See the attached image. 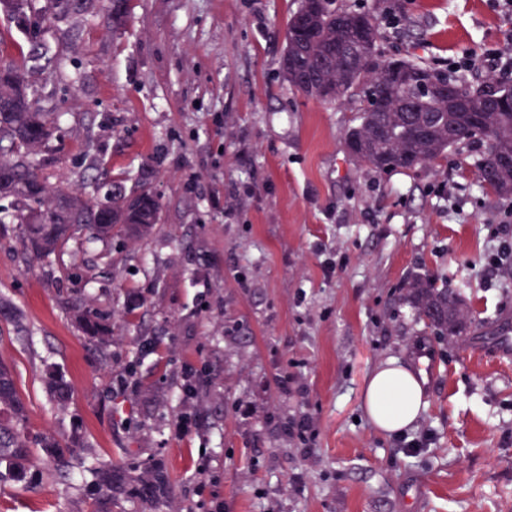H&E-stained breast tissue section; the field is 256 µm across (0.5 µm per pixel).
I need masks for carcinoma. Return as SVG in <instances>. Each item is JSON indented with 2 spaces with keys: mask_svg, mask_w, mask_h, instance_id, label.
Wrapping results in <instances>:
<instances>
[{
  "mask_svg": "<svg viewBox=\"0 0 512 512\" xmlns=\"http://www.w3.org/2000/svg\"><path fill=\"white\" fill-rule=\"evenodd\" d=\"M34 2L0 0L4 13L28 12L35 18L33 24L19 27L26 38L27 53L19 60L0 58V201H9L7 206L0 204V223L22 225L36 253L44 255L70 241H105L117 228L132 236H144L160 220V207L150 189L143 187L128 194L121 183L110 182L112 223L103 224L96 203L53 189L42 175L61 135L53 113L39 106L31 72L42 68L41 62H50L51 50L41 38L42 24L60 18L48 0L38 13ZM326 2L327 6L317 9L309 0H301L300 8L288 20L282 58L296 64L309 86L295 81L288 68L282 72L292 88L308 96L316 97L321 90L330 93L332 101L362 95L364 106L350 128L360 143L353 157L379 171L408 169L410 165L404 162L407 157L424 164L446 156L448 149L463 141L482 142L479 181L497 193L512 194V165L503 161L512 152V112L490 105L492 95L511 96L512 85L499 84L491 76L489 88L471 91L470 98L482 107L479 121L486 132L484 137L469 132L463 116L416 90L390 97L385 109L378 110L372 106L371 96L389 84L390 62L378 49L380 23L368 11L339 10L334 7L335 0ZM104 10L112 31L118 32L127 24L130 0H111L104 4ZM358 15L374 21L372 38L359 53L332 55L331 47L346 35L349 23ZM408 101L417 102L420 111H405ZM408 291L420 314L450 342L474 322L458 292L446 283L439 286L432 279L416 278L408 283ZM78 318L90 338L108 333L93 308H84ZM47 391L56 405L68 404L70 391L63 379L50 378ZM26 413L14 372L0 363V480L6 477L22 487L31 482V470L39 464L51 463L62 473L80 451L75 438L65 443L49 436L32 441L24 427ZM91 472L94 491L105 506L127 495L128 488L139 481L131 471L112 463L95 465ZM145 490L151 503L166 499L170 493L167 478L158 472L146 480Z\"/></svg>",
  "mask_w": 512,
  "mask_h": 512,
  "instance_id": "obj_1",
  "label": "carcinoma"
}]
</instances>
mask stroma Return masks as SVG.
Wrapping results in <instances>:
<instances>
[{"label":"stroma","instance_id":"obj_1","mask_svg":"<svg viewBox=\"0 0 512 512\" xmlns=\"http://www.w3.org/2000/svg\"><path fill=\"white\" fill-rule=\"evenodd\" d=\"M300 0H131L123 33L100 12L47 23L64 45L36 75L64 150L52 183L91 198L84 158L126 191L148 187V237L34 256L0 224V362L28 403L34 436H79L86 463L173 487L159 508L112 512H512V279L490 270L512 239V195L481 187L475 146L378 172L350 154L357 100L289 87L280 61ZM377 19L388 56L443 67L512 56L505 0H336ZM417 275L448 282L476 320L456 342L407 299ZM92 305L111 342L75 320ZM421 371L425 408L400 436L364 410L378 365ZM56 373L66 410L48 401ZM192 382L196 393L186 397ZM189 425H182V418ZM308 421L309 444L288 435ZM0 512H98L83 466H40L29 488L0 485Z\"/></svg>","mask_w":512,"mask_h":512}]
</instances>
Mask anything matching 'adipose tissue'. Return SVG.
I'll use <instances>...</instances> for the list:
<instances>
[{"label":"adipose tissue","instance_id":"ef3b65f1","mask_svg":"<svg viewBox=\"0 0 512 512\" xmlns=\"http://www.w3.org/2000/svg\"><path fill=\"white\" fill-rule=\"evenodd\" d=\"M364 404L377 430L399 435L418 418L423 406V389L414 373L386 364L367 377Z\"/></svg>","mask_w":512,"mask_h":512}]
</instances>
